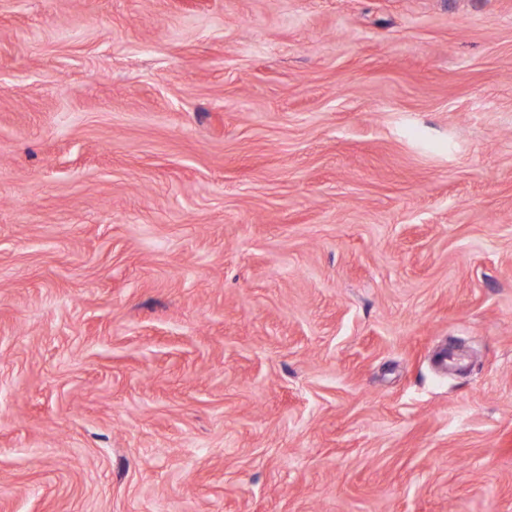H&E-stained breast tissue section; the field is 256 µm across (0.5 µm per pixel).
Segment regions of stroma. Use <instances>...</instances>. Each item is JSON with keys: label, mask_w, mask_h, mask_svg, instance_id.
I'll return each mask as SVG.
<instances>
[{"label": "stroma", "mask_w": 512, "mask_h": 512, "mask_svg": "<svg viewBox=\"0 0 512 512\" xmlns=\"http://www.w3.org/2000/svg\"><path fill=\"white\" fill-rule=\"evenodd\" d=\"M0 512H512V0H0Z\"/></svg>", "instance_id": "stroma-1"}]
</instances>
